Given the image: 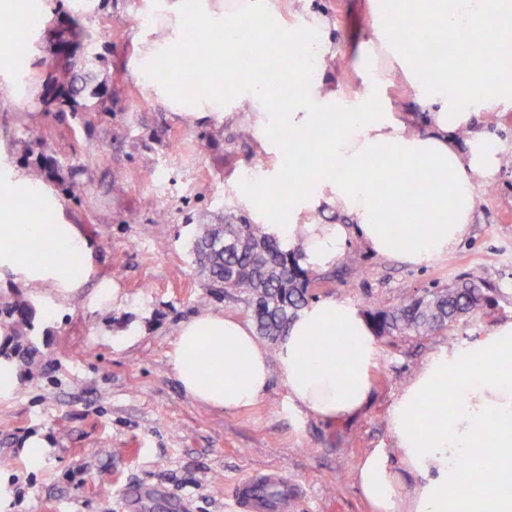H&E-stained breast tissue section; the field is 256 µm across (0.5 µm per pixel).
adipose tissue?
<instances>
[{"mask_svg":"<svg viewBox=\"0 0 512 512\" xmlns=\"http://www.w3.org/2000/svg\"><path fill=\"white\" fill-rule=\"evenodd\" d=\"M294 2L316 33L305 66L288 64L299 38L280 20L275 0H157L130 32L132 72L149 95L194 122L220 128L248 110L256 151L271 164L242 173L232 191L268 237L297 252L303 268L327 269L355 239L376 255L429 265L468 236L476 187L493 181L501 166L482 118L512 102V0H391L387 9L368 0L372 32L357 53L364 90L352 100L329 75L328 20L310 11L309 0ZM58 7L59 0H26L21 31H0V85L30 101L40 88L22 80L19 47ZM407 16L440 18L452 52L423 56L418 35L396 25ZM463 29L488 33L493 80L468 64L469 49L456 39ZM196 30L214 37L189 59L184 46ZM259 57L285 62L287 97L268 93ZM209 67L222 70L221 85L180 97L179 85ZM394 76L424 97V117L395 111L385 96ZM308 131L320 132L318 146L301 140ZM324 214L330 222H321ZM402 215L429 223V230L397 241L391 223ZM65 227L58 200L25 170L0 175V273L21 268L29 281L55 290L81 288L84 269L40 257ZM344 339L349 348L335 356ZM228 351L236 356L231 366L224 363ZM377 354L375 332L359 307L319 299L296 315L272 353L251 322L195 315L181 324L169 364L187 396L227 412L254 405L280 371L295 409L334 423L367 405ZM429 410L440 417L438 429L422 421ZM389 425L406 469L421 481L401 505L398 470L373 451L355 479L374 512H512V321L476 344L433 356L395 399ZM475 450L480 466L496 472L495 485L465 482L457 460Z\"/></svg>","mask_w":512,"mask_h":512,"instance_id":"obj_1","label":"adipose tissue"}]
</instances>
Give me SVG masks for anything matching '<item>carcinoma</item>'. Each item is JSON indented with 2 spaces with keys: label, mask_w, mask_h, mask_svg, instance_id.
<instances>
[{
  "label": "carcinoma",
  "mask_w": 512,
  "mask_h": 512,
  "mask_svg": "<svg viewBox=\"0 0 512 512\" xmlns=\"http://www.w3.org/2000/svg\"><path fill=\"white\" fill-rule=\"evenodd\" d=\"M89 5L77 13L61 14L47 30L55 46L57 64L43 83L45 97L38 100L43 111H88L83 101L94 99L96 111L105 112L111 96L97 69L105 57L94 50L78 56L75 50L92 41L86 26ZM37 182L55 174V169L37 158L28 164ZM195 272L210 288V295L228 302L241 301L258 335L273 342L288 328L296 314L309 303L307 284L312 272L298 263L297 253L265 235L262 225L245 217L222 224H201L191 242ZM490 284L472 277L452 287L427 289L396 307L375 308L367 313L378 336H434L449 329L457 318L490 301ZM37 309L30 297L0 298V335L5 337L0 356L29 364L36 348L31 335Z\"/></svg>",
  "instance_id": "carcinoma-1"
}]
</instances>
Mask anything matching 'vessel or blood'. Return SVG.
Listing matches in <instances>:
<instances>
[{
    "label": "vessel or blood",
    "mask_w": 512,
    "mask_h": 512,
    "mask_svg": "<svg viewBox=\"0 0 512 512\" xmlns=\"http://www.w3.org/2000/svg\"><path fill=\"white\" fill-rule=\"evenodd\" d=\"M268 487L276 488V495H265ZM234 512H296L295 496L280 471L259 470L237 484Z\"/></svg>",
    "instance_id": "vessel-or-blood-1"
}]
</instances>
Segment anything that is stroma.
<instances>
[{"instance_id": "1", "label": "stroma", "mask_w": 512, "mask_h": 512, "mask_svg": "<svg viewBox=\"0 0 512 512\" xmlns=\"http://www.w3.org/2000/svg\"><path fill=\"white\" fill-rule=\"evenodd\" d=\"M312 7L332 22L333 75L355 97L357 49L371 34L366 0H312ZM149 12V0H102L92 13L112 90L108 117L89 112L78 123L0 93V170L22 167L14 147L21 138L56 159L58 176L47 186L93 245L83 288L39 289L41 362L19 366V388L0 399L5 512H232L235 484L260 468L282 471L297 512H372L353 472L377 448L398 462L388 423L398 394L433 354L476 343L512 320V166L479 186L471 234L448 256L417 268L355 244L311 282L315 298L365 311L472 274L494 288L492 305L444 334L380 337L364 413L328 423L297 412L278 373L250 409L200 404L168 365L181 322L199 314L207 293L190 242L198 225L242 216L227 186L261 159L242 125L186 123L141 87L127 65L128 34ZM75 161L83 170L73 200L60 180ZM35 437L48 443L37 467L28 448Z\"/></svg>"}]
</instances>
